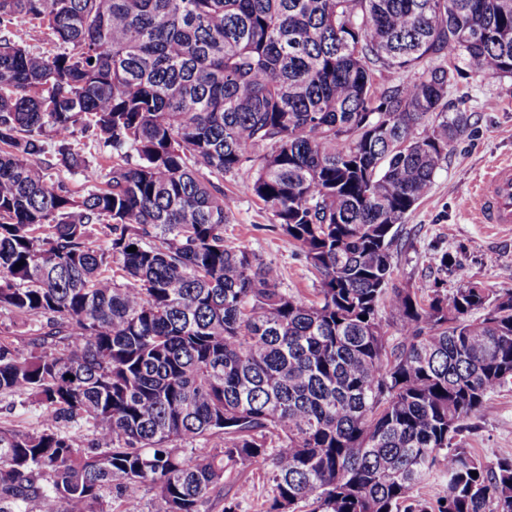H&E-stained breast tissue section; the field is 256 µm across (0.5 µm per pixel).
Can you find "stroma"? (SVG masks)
<instances>
[{"mask_svg":"<svg viewBox=\"0 0 512 512\" xmlns=\"http://www.w3.org/2000/svg\"><path fill=\"white\" fill-rule=\"evenodd\" d=\"M447 101L449 114L466 113L471 126L450 147L428 196L402 224L393 247V281L424 294L439 282L449 289L477 282L494 294L512 290V228L479 223L475 210L464 206L466 198L476 195L483 175L512 158V79L460 78L449 88ZM249 184L245 171L224 179L231 212L225 238L277 266L288 292L316 298L319 277L255 199ZM441 253L454 259L444 274L434 262ZM462 439L486 462L495 460L500 449L512 448V381L492 394L489 413L467 421ZM270 493L264 471H234L224 476L223 498L210 499L205 510L224 512L225 500L236 497L242 512H263Z\"/></svg>","mask_w":512,"mask_h":512,"instance_id":"obj_1","label":"stroma"}]
</instances>
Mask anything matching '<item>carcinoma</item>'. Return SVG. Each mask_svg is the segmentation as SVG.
<instances>
[{
  "label": "carcinoma",
  "mask_w": 512,
  "mask_h": 512,
  "mask_svg": "<svg viewBox=\"0 0 512 512\" xmlns=\"http://www.w3.org/2000/svg\"><path fill=\"white\" fill-rule=\"evenodd\" d=\"M460 61L512 78V0H0V308L39 323L0 337V396L39 409L0 422V512H143L142 483L204 512L247 468L265 512H512V448L460 438L512 379V290L392 284L470 127ZM245 168L318 300L224 239Z\"/></svg>",
  "instance_id": "carcinoma-1"
}]
</instances>
